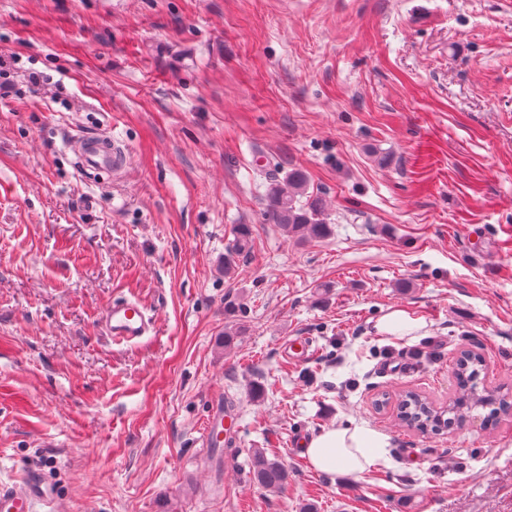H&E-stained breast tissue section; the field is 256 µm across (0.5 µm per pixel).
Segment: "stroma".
<instances>
[{"label": "stroma", "instance_id": "1", "mask_svg": "<svg viewBox=\"0 0 512 512\" xmlns=\"http://www.w3.org/2000/svg\"><path fill=\"white\" fill-rule=\"evenodd\" d=\"M1 56L0 480L41 470L39 512H512V415L423 434L392 402L447 403L463 347L512 388V0H0ZM77 129L127 168L84 179ZM271 159L308 172L330 236L264 220ZM125 298L152 319L135 344L103 323ZM397 309L419 328L378 332ZM299 336L314 355L287 359ZM432 337L437 356L380 355ZM350 423L388 436L384 466L291 457ZM255 448L285 491L251 482ZM252 243L251 229L248 224H240L234 230V240L224 257V273L233 270L236 259L250 253ZM224 433V402L219 399L212 405V409L208 415L206 425L204 427V436L207 447L211 446L214 463L222 454L224 448H220L222 435Z\"/></svg>", "mask_w": 512, "mask_h": 512}]
</instances>
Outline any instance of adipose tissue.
I'll list each match as a JSON object with an SVG mask.
<instances>
[{
    "instance_id": "obj_1",
    "label": "adipose tissue",
    "mask_w": 512,
    "mask_h": 512,
    "mask_svg": "<svg viewBox=\"0 0 512 512\" xmlns=\"http://www.w3.org/2000/svg\"><path fill=\"white\" fill-rule=\"evenodd\" d=\"M388 438L370 428L332 425L312 437L305 448L311 466L327 474H360L386 459Z\"/></svg>"
}]
</instances>
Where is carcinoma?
I'll use <instances>...</instances> for the list:
<instances>
[{"instance_id": "1", "label": "carcinoma", "mask_w": 512, "mask_h": 512, "mask_svg": "<svg viewBox=\"0 0 512 512\" xmlns=\"http://www.w3.org/2000/svg\"><path fill=\"white\" fill-rule=\"evenodd\" d=\"M309 177L301 169H290L284 176L270 177L265 195L264 216L279 225L288 235L298 240H320L330 234L327 222V202L319 193H308ZM252 234L249 225L239 224L234 230V240L224 257V271L233 270L236 259L250 253ZM482 356L471 355L463 348L456 360L457 380L465 379L469 387H461L457 396L450 400L448 408H436L426 397L406 391L398 396L400 419L407 425L421 428L431 425L437 417L450 415L459 423L479 408H490L487 417H493L508 401V394L498 388L478 389L477 380L484 370ZM253 482L261 489L279 492L288 484V467L279 460H270L265 453L253 449L250 459Z\"/></svg>"}]
</instances>
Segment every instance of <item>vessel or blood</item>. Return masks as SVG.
I'll list each match as a JSON object with an SVG mask.
<instances>
[{
  "mask_svg": "<svg viewBox=\"0 0 512 512\" xmlns=\"http://www.w3.org/2000/svg\"><path fill=\"white\" fill-rule=\"evenodd\" d=\"M63 148L73 156L77 171L88 178L118 173L126 166L125 146L104 131L69 136ZM104 326L113 340L131 343L150 331L151 318L137 300L125 299L106 308ZM223 433L224 404L219 401L213 404L204 427L213 456L222 453ZM53 499L52 487L35 468L22 469L12 482L0 483V512H36L37 504L48 505Z\"/></svg>",
  "mask_w": 512,
  "mask_h": 512,
  "instance_id": "obj_1",
  "label": "vessel or blood"
}]
</instances>
